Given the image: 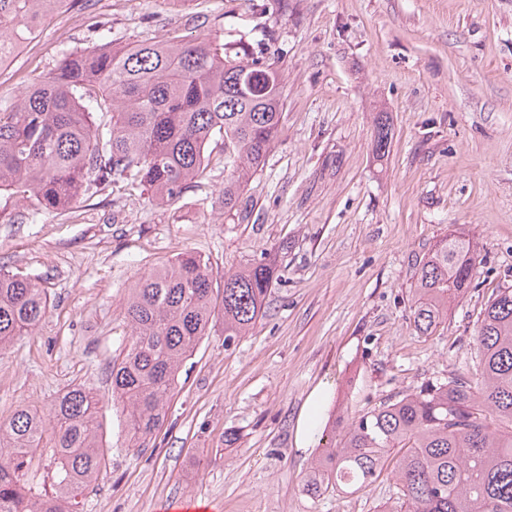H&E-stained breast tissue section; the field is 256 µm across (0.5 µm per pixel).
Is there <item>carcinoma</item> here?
Here are the masks:
<instances>
[{
    "instance_id": "obj_1",
    "label": "carcinoma",
    "mask_w": 512,
    "mask_h": 512,
    "mask_svg": "<svg viewBox=\"0 0 512 512\" xmlns=\"http://www.w3.org/2000/svg\"><path fill=\"white\" fill-rule=\"evenodd\" d=\"M65 0H0V58L15 37L53 19ZM283 85L241 41L175 30L159 41L66 53L56 68L12 100H0V195L31 199L32 212H63L114 183L179 201L206 174V151L224 138V208L276 140ZM392 139L376 122V149ZM475 245L446 236L416 268L413 325L433 335L448 303L472 287ZM189 252L141 276L126 307L132 334L112 365V393L123 405L130 440L146 448L161 429L183 363L224 317L228 345L264 312L271 264L226 272ZM47 295L30 278L0 270V349L32 332ZM481 376L427 382L411 394L327 423L328 442L311 464L313 494H354L393 464L405 512H512V288L495 289L475 336ZM94 397L81 387L44 411L19 407L0 422V512H83L82 500L108 457L98 444ZM48 459V484L33 486V460Z\"/></svg>"
}]
</instances>
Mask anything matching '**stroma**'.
Instances as JSON below:
<instances>
[{
  "label": "stroma",
  "mask_w": 512,
  "mask_h": 512,
  "mask_svg": "<svg viewBox=\"0 0 512 512\" xmlns=\"http://www.w3.org/2000/svg\"><path fill=\"white\" fill-rule=\"evenodd\" d=\"M212 33L242 39L283 79L277 139L232 211L224 140L172 206L122 183L65 213L0 220V268L47 293L40 326L0 350V421L81 387L99 401L110 459L84 512H159L170 500L220 512H380L383 474L355 494L304 489L331 415L354 414L423 383L480 373L473 336L494 288L512 286V0H79L15 71L13 98L64 53L111 39ZM392 140L378 154L374 125ZM477 247L476 286L431 336L413 326L414 269L443 236ZM193 251L215 276L265 261V312L234 343L215 318L184 364L165 423L133 447L111 369L131 336L136 280ZM312 432L298 425L312 394Z\"/></svg>",
  "instance_id": "1"
}]
</instances>
